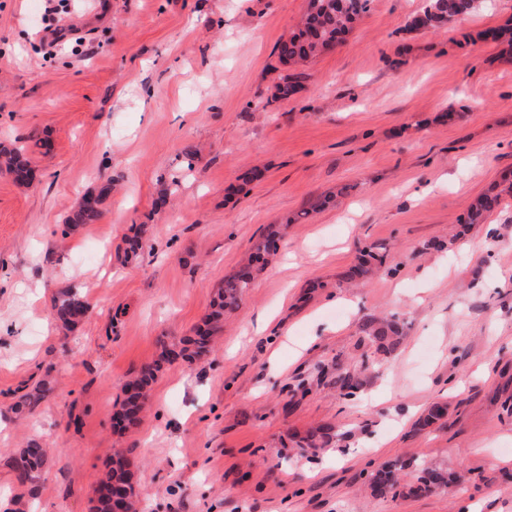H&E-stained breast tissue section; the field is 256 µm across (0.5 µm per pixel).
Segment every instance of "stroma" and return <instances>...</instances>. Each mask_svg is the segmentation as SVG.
Instances as JSON below:
<instances>
[{
	"instance_id": "obj_1",
	"label": "stroma",
	"mask_w": 512,
	"mask_h": 512,
	"mask_svg": "<svg viewBox=\"0 0 512 512\" xmlns=\"http://www.w3.org/2000/svg\"><path fill=\"white\" fill-rule=\"evenodd\" d=\"M67 4L48 59L46 0H0V143L25 142L33 170L27 185L0 170V512L32 439L50 461L31 512H90L114 448L140 512H512V198L483 250L465 249L483 225L449 238L512 173V53L485 37L512 0L413 32L422 0H373L275 103L276 46L307 0ZM111 178L99 223L66 231ZM270 224L282 257L213 353L166 365L139 428L117 433L125 383L192 334ZM370 245L386 267L345 280ZM70 287L89 312L67 330L53 299ZM381 314L405 324L388 354L361 332ZM347 373L364 382L351 398ZM41 380L49 395L16 413ZM436 402L446 417L423 424ZM320 425L340 440L296 447ZM398 458L463 478L372 497L369 474Z\"/></svg>"
}]
</instances>
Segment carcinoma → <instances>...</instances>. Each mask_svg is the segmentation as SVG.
Instances as JSON below:
<instances>
[{"instance_id":"carcinoma-1","label":"carcinoma","mask_w":512,"mask_h":512,"mask_svg":"<svg viewBox=\"0 0 512 512\" xmlns=\"http://www.w3.org/2000/svg\"><path fill=\"white\" fill-rule=\"evenodd\" d=\"M372 0H307L306 11L300 23L288 37L276 46L278 61L281 65L295 69L280 77L274 85V91L265 105L286 100L300 86L305 74L296 71L300 65L314 58L326 49L334 46L369 11ZM479 0H424V4L408 23L411 31H431L440 29L454 21L471 15ZM0 168L12 175L19 184H28L32 178V167L23 146L10 148L0 145ZM112 192V183L103 185L99 191L91 192L78 201L66 224L78 227L94 224L103 214V204ZM512 196V185L502 190L491 189L481 195L471 206L459 224H483L488 216L499 209L505 197ZM278 230L269 227L266 234L254 245V251L248 263L234 275L224 280L221 289L212 300L210 311L195 329L193 335L179 341V349L162 346L158 357L146 364L139 374L130 379L124 388L125 398L113 417L122 430L129 431L138 427L143 409L148 400V388L158 377L164 366L178 355L191 362L207 356L213 349V340L224 327V315L236 310L248 290L253 286L266 266L277 254ZM385 264V256L376 247L367 246L361 250L359 264L348 273L350 280L373 274ZM53 310L57 319L68 327L81 323L88 313V305L75 288L61 293L54 301ZM362 333L375 346L376 351H391L404 336L403 322L396 316L382 319L371 317L362 325ZM50 391L47 384L41 383L26 393L18 402V408L36 407ZM336 439V433L329 427H319L299 437L296 445L305 451H315L328 447ZM49 461L46 446L30 441L9 459V464L17 476L19 486L31 495L37 488V481ZM134 474L129 468L128 456L116 452L112 455L111 466L97 488H110L117 484L129 491L128 512H136V489ZM456 476L444 469L432 467L426 463L410 465L400 459L388 462L371 474L370 494L373 497H386L397 494L424 495L438 489L449 487Z\"/></svg>"}]
</instances>
